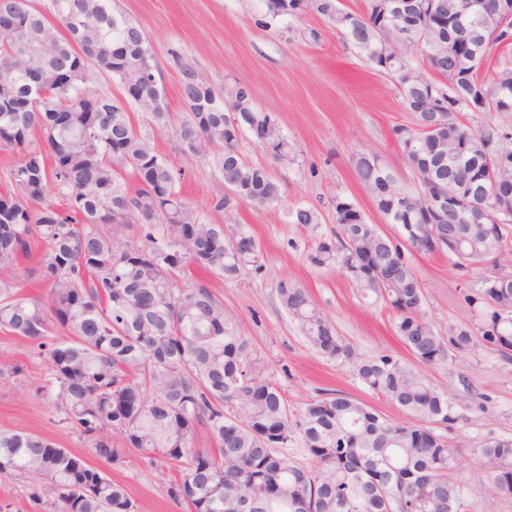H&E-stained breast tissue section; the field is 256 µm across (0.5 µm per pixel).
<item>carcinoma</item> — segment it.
<instances>
[{
	"label": "carcinoma",
	"instance_id": "obj_1",
	"mask_svg": "<svg viewBox=\"0 0 512 512\" xmlns=\"http://www.w3.org/2000/svg\"><path fill=\"white\" fill-rule=\"evenodd\" d=\"M328 20L364 60L393 80L412 125L396 129L411 140L409 163L416 176L408 189L378 156L362 152L354 167L374 207L395 225L392 238L379 236L355 201L331 197L336 216L333 238L309 255L318 267L340 271L372 252L397 278L382 287L373 279L352 285L362 296L396 314L395 330L422 364H441L448 352L487 343L512 359V284L494 287L482 277L476 323L436 332L425 310L422 283L398 239L408 223L406 206L424 204L417 187L433 191L432 180L448 187L463 179L474 186L470 223L460 227L454 266L466 270L512 262V210L494 213L481 198L496 179L512 187V126L492 114L512 112V68L489 75L463 65L469 54L512 43V18L502 20L500 0H481L469 16L440 13L448 0H420L404 18L406 28L425 37L430 55L391 35L368 0L363 14L341 0H289ZM15 34L0 35V76L14 75L4 96L25 104L31 80L41 82L48 111L0 104V146L25 151L10 172L11 190L0 197V328L40 350L48 362L41 395L63 421L87 437L109 462L136 450L152 463L177 467L168 496L190 512H463V489L450 476L454 452L429 424L452 422L448 398L414 369L390 355L360 360L340 341L334 325L307 291L283 280L282 306L319 354L351 360L357 377L413 418L399 422L341 393H327L292 410L279 386L256 365L240 323L198 281L178 279L190 268L234 279L262 267L263 251L246 224H206L181 197L182 172L174 171L150 140L142 137L124 100L93 96L83 87L86 64L117 79L125 94L146 104L163 127L178 122L184 152L212 164L237 196L212 199L216 212L242 203L281 201L269 171L244 161L242 135L224 130V108L174 116L155 81L156 69L143 28L112 11V0H0V20ZM468 45L463 55L444 53L443 44ZM186 99H212L211 83L188 64L180 67ZM234 108L253 111L246 126L256 140L267 129L291 151L277 124L255 109L249 90L231 86ZM44 134L55 178L66 188V207L46 201L49 173L45 153L27 148L34 130ZM129 169L136 181L123 182ZM39 202L41 206L32 207ZM292 224H318L311 206L288 211ZM142 221L145 243L115 245L120 232ZM47 246L39 277L47 300L17 291L13 265L32 241ZM68 331L51 338L53 330ZM215 441V453L194 448L198 428ZM303 448L297 462L279 449L292 441ZM492 491L512 497V439L491 438L480 449ZM0 474L36 478L33 498L51 512H137L126 488L84 459L33 433L0 430Z\"/></svg>",
	"mask_w": 512,
	"mask_h": 512
}]
</instances>
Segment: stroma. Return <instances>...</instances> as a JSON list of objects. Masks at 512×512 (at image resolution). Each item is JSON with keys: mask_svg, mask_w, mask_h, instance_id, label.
Masks as SVG:
<instances>
[{"mask_svg": "<svg viewBox=\"0 0 512 512\" xmlns=\"http://www.w3.org/2000/svg\"><path fill=\"white\" fill-rule=\"evenodd\" d=\"M112 7L143 26L170 112L183 110L179 80L185 62L215 88L248 86L256 108L270 115L293 149L292 163L282 165L245 137L242 157L268 168L282 200L215 213L210 201L223 194L224 182L214 166L184 153L178 126L158 127L150 113L128 103L138 133L182 171L186 203L213 223L249 225L262 246L259 271L208 279L192 270L188 282L208 279L225 309L240 320L260 367L273 376L294 411L328 391L359 400L385 418L402 419L390 400L359 380L348 360L318 354L301 335L280 303L278 285L288 280L306 288L358 356H393L448 396L455 420L436 424L434 430L455 451L452 475L464 487L466 512H512V498H493L479 462L487 438H512V359L481 344L467 352H449L443 364L418 363L396 335L392 312L370 305L338 270L318 268L308 260L318 241L331 236L335 227L330 206L334 195L350 197L369 222L385 232L393 230L359 179L352 163L355 154L375 153L402 184L414 181L395 135L411 117L387 74L365 61L318 15L302 11L278 18L270 27H257L256 17L266 11L264 0H112ZM295 205L317 208L318 227L291 224L287 211ZM413 263L425 308L440 335L475 318L468 298L481 289L483 267L461 272L441 254H418ZM46 371L43 357L0 329V430L39 434L82 456L89 466L122 483L138 512H187L167 494L175 475L167 464H148L131 450L124 462L110 463L62 422L38 390Z\"/></svg>", "mask_w": 512, "mask_h": 512, "instance_id": "obj_1", "label": "stroma"}]
</instances>
